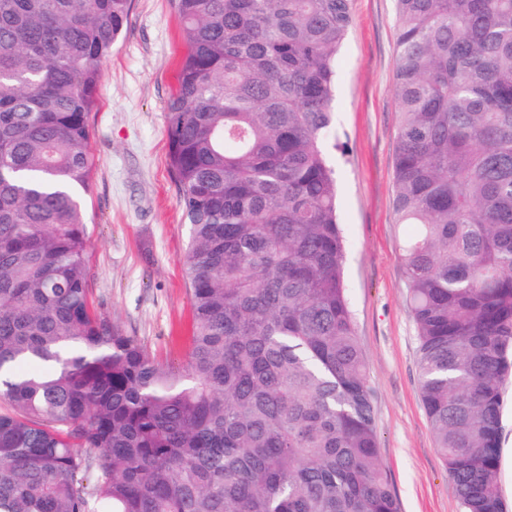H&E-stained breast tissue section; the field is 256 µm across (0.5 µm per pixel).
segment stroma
Returning a JSON list of instances; mask_svg holds the SVG:
<instances>
[{"label":"stroma","mask_w":512,"mask_h":512,"mask_svg":"<svg viewBox=\"0 0 512 512\" xmlns=\"http://www.w3.org/2000/svg\"><path fill=\"white\" fill-rule=\"evenodd\" d=\"M336 55L337 213L344 276L374 393L380 461L400 512H462L425 413L418 343L394 212L399 116L395 0H351ZM185 42L173 0H132L102 64L89 115L95 166L86 197L98 310L160 361L178 365L191 325L188 226L169 168L167 104ZM499 484L512 510V379L504 385Z\"/></svg>","instance_id":"stroma-1"}]
</instances>
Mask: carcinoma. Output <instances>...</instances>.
Segmentation results:
<instances>
[{"label":"carcinoma","instance_id":"obj_1","mask_svg":"<svg viewBox=\"0 0 512 512\" xmlns=\"http://www.w3.org/2000/svg\"><path fill=\"white\" fill-rule=\"evenodd\" d=\"M130 2L0 0V512H399L326 151L350 0H174L180 368L89 287L88 116ZM396 2L422 402L463 512H506L512 0ZM502 458L499 484L509 512H512V379L504 385Z\"/></svg>","mask_w":512,"mask_h":512}]
</instances>
